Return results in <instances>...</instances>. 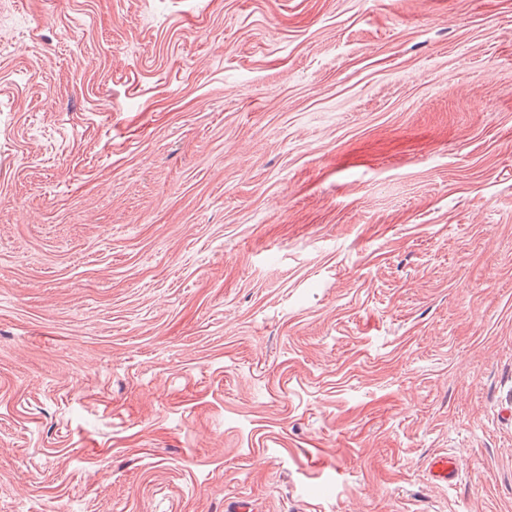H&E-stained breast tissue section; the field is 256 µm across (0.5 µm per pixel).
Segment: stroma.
Wrapping results in <instances>:
<instances>
[{"instance_id": "stroma-1", "label": "stroma", "mask_w": 512, "mask_h": 512, "mask_svg": "<svg viewBox=\"0 0 512 512\" xmlns=\"http://www.w3.org/2000/svg\"><path fill=\"white\" fill-rule=\"evenodd\" d=\"M239 499L512 512V0H0V512ZM430 479L435 483H448L454 480L458 473L456 461L448 455L433 457L428 462Z\"/></svg>"}]
</instances>
